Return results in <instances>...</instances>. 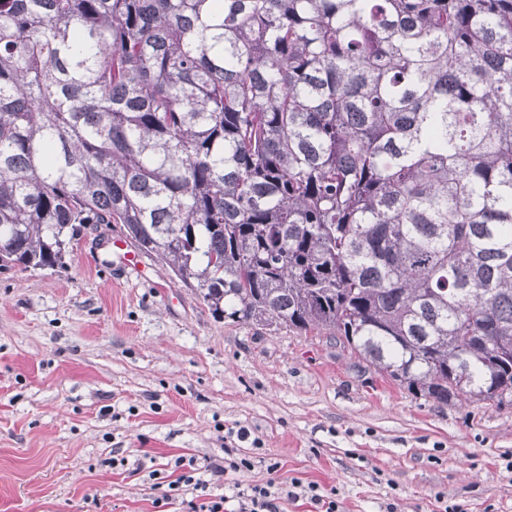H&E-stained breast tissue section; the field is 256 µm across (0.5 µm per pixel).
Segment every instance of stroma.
<instances>
[{
    "mask_svg": "<svg viewBox=\"0 0 512 512\" xmlns=\"http://www.w3.org/2000/svg\"><path fill=\"white\" fill-rule=\"evenodd\" d=\"M143 266L82 238L64 269L0 270V512H155L178 457L237 447L253 468L213 493L272 477L340 512H512V406L425 401L326 332L226 321ZM303 496H306V499L315 509L309 510L310 512H338L339 506L336 498L333 497L336 494L332 490L328 493L324 489H320L319 485L310 483L307 490H304Z\"/></svg>",
    "mask_w": 512,
    "mask_h": 512,
    "instance_id": "35a3bbf8",
    "label": "stroma"
}]
</instances>
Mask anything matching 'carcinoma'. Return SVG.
<instances>
[{"instance_id":"1","label":"carcinoma","mask_w":512,"mask_h":512,"mask_svg":"<svg viewBox=\"0 0 512 512\" xmlns=\"http://www.w3.org/2000/svg\"><path fill=\"white\" fill-rule=\"evenodd\" d=\"M85 224L226 320L512 405V0H0V270Z\"/></svg>"}]
</instances>
